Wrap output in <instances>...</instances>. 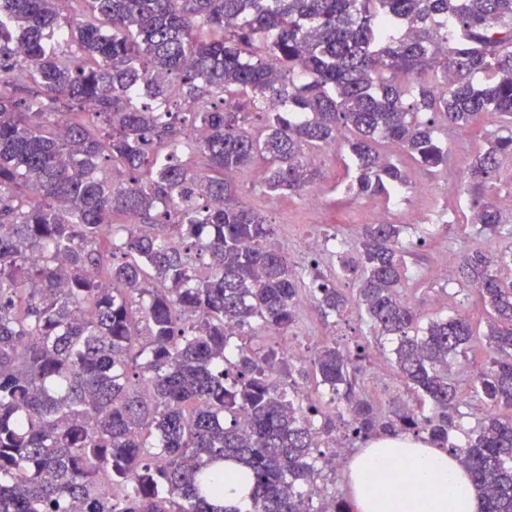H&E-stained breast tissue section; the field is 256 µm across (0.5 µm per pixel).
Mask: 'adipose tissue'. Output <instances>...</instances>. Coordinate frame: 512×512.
Wrapping results in <instances>:
<instances>
[{
    "label": "adipose tissue",
    "mask_w": 512,
    "mask_h": 512,
    "mask_svg": "<svg viewBox=\"0 0 512 512\" xmlns=\"http://www.w3.org/2000/svg\"><path fill=\"white\" fill-rule=\"evenodd\" d=\"M401 464L400 481L382 479L384 465ZM344 479L357 512H479L467 471L447 449L411 435H380L352 457Z\"/></svg>",
    "instance_id": "adipose-tissue-1"
}]
</instances>
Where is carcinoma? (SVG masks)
Instances as JSON below:
<instances>
[{
  "label": "carcinoma",
  "mask_w": 512,
  "mask_h": 512,
  "mask_svg": "<svg viewBox=\"0 0 512 512\" xmlns=\"http://www.w3.org/2000/svg\"><path fill=\"white\" fill-rule=\"evenodd\" d=\"M490 124L465 179L471 223L494 232L512 0H0V512H238L226 460L252 512H351L313 507L322 405H294L273 378L283 354L244 341L254 320L291 327L302 284L232 176L262 157L266 192L297 193L319 178L306 152L344 147L346 193L389 201L411 182L375 144L446 168L440 133ZM400 234L366 225L339 273L415 404L382 416L334 344L316 374L344 391L354 438L423 433L467 469L479 512H512V244L460 262L487 357L470 374L478 429L452 441L451 366L478 333L463 310L421 326ZM308 290L348 303L318 273ZM242 469L232 462H224V506L246 511L251 505V488L240 475Z\"/></svg>",
  "instance_id": "obj_1"
}]
</instances>
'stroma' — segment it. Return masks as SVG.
Segmentation results:
<instances>
[{
    "label": "stroma",
    "instance_id": "obj_1",
    "mask_svg": "<svg viewBox=\"0 0 512 512\" xmlns=\"http://www.w3.org/2000/svg\"><path fill=\"white\" fill-rule=\"evenodd\" d=\"M457 142L448 148V168L458 173V180L446 181L443 173L429 172L414 164L407 157H400L411 181H421L430 188L427 196L407 192L401 199L385 201L381 197L354 198L341 193L350 159L346 152L317 150L310 153L307 162L318 170L320 180L315 184L322 195L320 212H311L306 204L307 192L285 195H269L258 186L255 172L264 170V162H256L236 176V196L245 205L258 210L274 227L273 240L285 252L295 274L307 279L311 269L309 255L300 251L308 235L321 236L330 245L339 243L343 252L356 255L364 225L369 224L374 213L388 209V219L393 224H406V214L426 217L434 212L447 213L444 224L406 225L404 240L424 236L426 244L414 248L408 256L409 280L405 295L420 310L423 321L452 315L464 309L470 315L477 331L485 329V313L475 291L463 283L458 266H451L447 277L440 278L434 268L440 258L448 253L461 256L475 248H498L506 242L512 231V218L504 219L499 233L481 230L479 225L468 223L470 200L466 184L461 175L465 173L473 155L485 151L494 139L492 128L457 132ZM321 251L317 268L330 283L340 288L347 296H355L358 282L353 276L339 274V255ZM342 252V253H343ZM327 343L348 352H362L357 362L358 384L381 412L391 413L395 404L409 400L410 395L395 366L388 348L375 341L364 313L349 304L339 315H325L308 289H301L297 305V321L287 331H259L251 338L255 348H273L284 352V366L275 375L277 384L294 388L299 395L314 394L316 380L313 360L320 347ZM331 422L328 434L322 435V450L332 459L330 469L324 470L317 479L318 486L326 495L347 496L343 481V470L349 459L362 447L361 442L348 435L350 415L345 406L327 410Z\"/></svg>",
    "mask_w": 512,
    "mask_h": 512
}]
</instances>
